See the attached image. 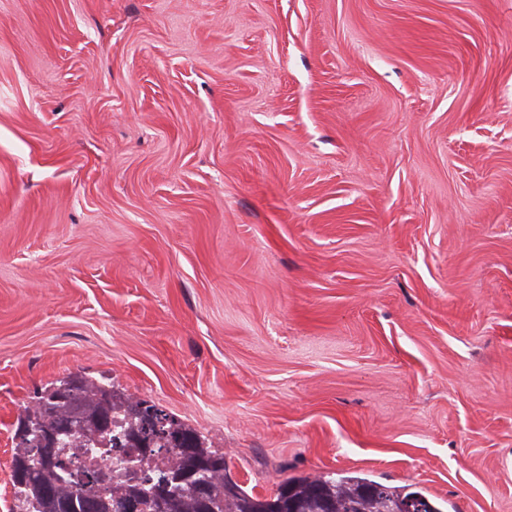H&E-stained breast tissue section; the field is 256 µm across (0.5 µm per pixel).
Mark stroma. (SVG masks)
I'll return each mask as SVG.
<instances>
[{"instance_id": "1", "label": "stroma", "mask_w": 512, "mask_h": 512, "mask_svg": "<svg viewBox=\"0 0 512 512\" xmlns=\"http://www.w3.org/2000/svg\"><path fill=\"white\" fill-rule=\"evenodd\" d=\"M74 373L512 512V0H0V512Z\"/></svg>"}]
</instances>
